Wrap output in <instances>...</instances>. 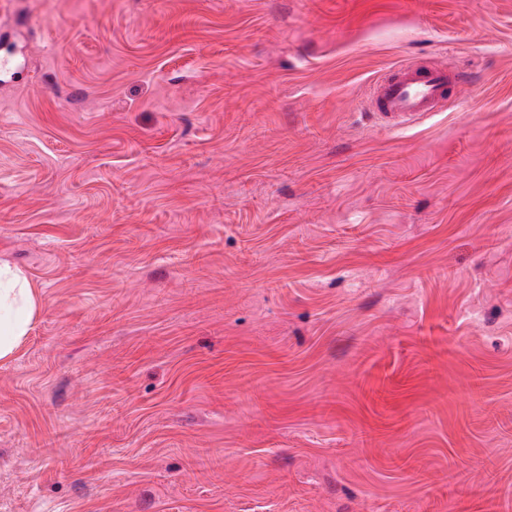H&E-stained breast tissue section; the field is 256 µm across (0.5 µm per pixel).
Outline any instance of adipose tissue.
Listing matches in <instances>:
<instances>
[{
  "label": "adipose tissue",
  "instance_id": "ef3b65f1",
  "mask_svg": "<svg viewBox=\"0 0 512 512\" xmlns=\"http://www.w3.org/2000/svg\"><path fill=\"white\" fill-rule=\"evenodd\" d=\"M38 302L28 274L0 260V360L13 355L31 331Z\"/></svg>",
  "mask_w": 512,
  "mask_h": 512
}]
</instances>
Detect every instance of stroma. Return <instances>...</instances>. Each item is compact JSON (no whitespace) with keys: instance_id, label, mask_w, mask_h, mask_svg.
<instances>
[{"instance_id":"obj_1","label":"stroma","mask_w":512,"mask_h":512,"mask_svg":"<svg viewBox=\"0 0 512 512\" xmlns=\"http://www.w3.org/2000/svg\"><path fill=\"white\" fill-rule=\"evenodd\" d=\"M0 258V512H512V0H0ZM461 74L451 77L447 67L434 66L428 71H419L408 64H401L396 73L378 79L372 87L373 112L377 126L391 132H402L416 126L426 117L439 111L448 84L457 86ZM38 302L28 274L0 260V360L13 355L31 331Z\"/></svg>"}]
</instances>
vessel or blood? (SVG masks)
I'll use <instances>...</instances> for the list:
<instances>
[{
	"label": "vessel or blood",
	"mask_w": 512,
	"mask_h": 512,
	"mask_svg": "<svg viewBox=\"0 0 512 512\" xmlns=\"http://www.w3.org/2000/svg\"><path fill=\"white\" fill-rule=\"evenodd\" d=\"M446 67L419 71L399 65L393 76L378 79L372 87V116L377 126L402 132L438 111L449 84L459 83Z\"/></svg>",
	"instance_id": "b4317fda"
}]
</instances>
